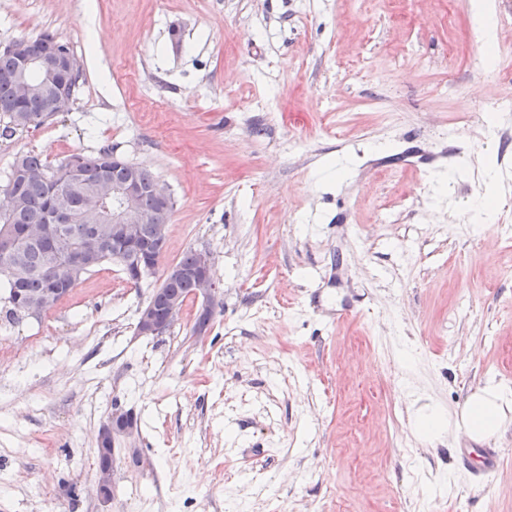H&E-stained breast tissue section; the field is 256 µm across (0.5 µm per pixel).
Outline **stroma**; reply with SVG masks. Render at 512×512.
<instances>
[{
	"mask_svg": "<svg viewBox=\"0 0 512 512\" xmlns=\"http://www.w3.org/2000/svg\"><path fill=\"white\" fill-rule=\"evenodd\" d=\"M497 54L472 0H0V44L53 33L69 112L0 138L57 162L118 145L174 201L166 261L213 251L212 325L185 302L136 333L161 282L114 263L38 319H0V512H512V423L475 489L423 445L512 384V0ZM408 373L417 401L398 386ZM133 411L110 502L97 435Z\"/></svg>",
	"mask_w": 512,
	"mask_h": 512,
	"instance_id": "35a3bbf8",
	"label": "stroma"
}]
</instances>
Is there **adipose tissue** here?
Wrapping results in <instances>:
<instances>
[{
  "mask_svg": "<svg viewBox=\"0 0 512 512\" xmlns=\"http://www.w3.org/2000/svg\"><path fill=\"white\" fill-rule=\"evenodd\" d=\"M512 409V388L486 381L466 399L455 426L464 427L472 438L484 441L500 436Z\"/></svg>",
  "mask_w": 512,
  "mask_h": 512,
  "instance_id": "adipose-tissue-1",
  "label": "adipose tissue"
}]
</instances>
